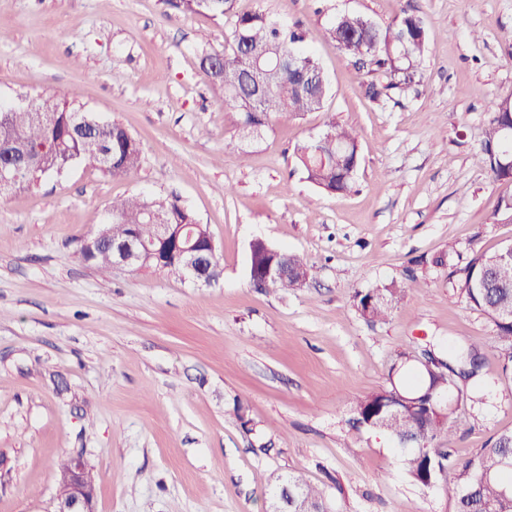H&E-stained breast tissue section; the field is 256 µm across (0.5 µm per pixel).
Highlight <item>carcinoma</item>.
<instances>
[{"label":"carcinoma","mask_w":512,"mask_h":512,"mask_svg":"<svg viewBox=\"0 0 512 512\" xmlns=\"http://www.w3.org/2000/svg\"><path fill=\"white\" fill-rule=\"evenodd\" d=\"M179 12L200 14L213 20H222L233 14L235 0H220L209 7L203 0H166ZM320 37L331 40L345 53L366 60L370 72L379 77L372 85V97L400 95L414 82L428 41L422 20L413 14H404L394 24L381 28L368 18L355 13L339 16L323 28ZM305 41V35L280 25L261 10L236 15L231 38L222 50L205 52L200 56V68L208 78L212 90L220 94L224 105L236 114V125L246 131L248 126L268 127L272 121L315 112L323 107L330 92L328 81L304 87L276 64V60ZM224 61V76L213 72L212 58ZM79 110L68 89L32 100L30 110L5 111L0 105V135L13 138V150L18 154L36 153V165L22 174L17 189H29L43 178L68 165L72 160L98 168L101 165L99 143L112 145V167L104 173L123 177L138 168L141 160L139 143L121 124L103 121L98 132L87 140H75L67 128L71 114ZM490 119L484 130L481 151L493 177L497 181L512 182V141L504 147L500 143L502 127L512 123V97H498L489 106ZM328 137L314 142L304 141L294 150L296 164L307 181L333 194L346 195L354 186V175L359 164L357 130L334 119L325 124ZM113 236L121 237L126 225H136L146 240L154 237L155 223L151 215L164 216L172 224H185V232L197 233L192 214L172 197L132 196L115 199L110 207ZM288 278L275 288L293 290L311 277V267L298 254H287ZM458 287L469 302L489 315L496 326L497 337L503 343L508 359L512 361V319H502L498 312L512 309V256L497 249L491 253H477L460 270ZM409 288L406 282H393L383 289L357 291L354 301L360 314L373 321L388 317L392 299L403 296ZM457 366L441 358L431 359V368L425 369L411 352L399 354L390 368L393 383L359 399L354 413L357 420L371 419L381 430L398 440L412 436V448L402 458L407 475L416 483L445 482L448 496L456 500L457 512H512V504L503 501V489L512 486V432L501 433L491 440L490 447L464 464L453 483L447 481L448 455L434 447L443 433L455 428L459 414L467 404L479 402L480 387L466 393L458 387V380L477 375L476 370L463 373V367L474 366L478 360L474 348H460L455 352ZM433 387L440 392L455 394V407L432 411L420 406L398 417L389 416L387 406L395 401L394 390L415 397ZM269 497H288L292 512H332L326 495L300 475L289 474L277 478L268 490Z\"/></svg>","instance_id":"carcinoma-1"}]
</instances>
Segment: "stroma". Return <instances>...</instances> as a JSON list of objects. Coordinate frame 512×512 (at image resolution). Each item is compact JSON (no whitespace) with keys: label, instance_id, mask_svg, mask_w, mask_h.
<instances>
[{"label":"stroma","instance_id":"obj_1","mask_svg":"<svg viewBox=\"0 0 512 512\" xmlns=\"http://www.w3.org/2000/svg\"><path fill=\"white\" fill-rule=\"evenodd\" d=\"M259 9L305 31L330 94L246 143L199 67L230 21L166 0H0V100L68 88L141 147L128 176L75 164L0 194V512H53L57 465L75 455L96 512H266V490L291 473L335 512H456L443 484L410 481L388 434L353 425L405 349L480 352L483 401L438 442L457 464L512 432V366L456 286L475 254L512 240L493 219L512 182L480 149L490 101L512 96V0L235 2ZM345 13L381 27L421 17L428 44L406 97L371 99L365 69L320 38ZM331 117L361 134L348 196L294 163ZM171 192L207 226L218 283L78 257L112 200ZM258 238L303 256L310 281L253 288ZM403 280L386 321L359 315L355 291Z\"/></svg>","mask_w":512,"mask_h":512}]
</instances>
